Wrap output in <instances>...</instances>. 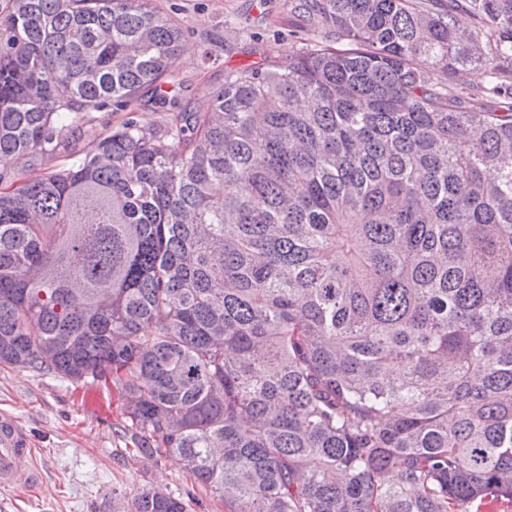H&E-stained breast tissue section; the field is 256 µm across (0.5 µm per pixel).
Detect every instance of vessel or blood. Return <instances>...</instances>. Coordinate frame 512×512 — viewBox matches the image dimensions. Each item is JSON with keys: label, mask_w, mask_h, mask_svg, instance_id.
I'll list each match as a JSON object with an SVG mask.
<instances>
[{"label": "vessel or blood", "mask_w": 512, "mask_h": 512, "mask_svg": "<svg viewBox=\"0 0 512 512\" xmlns=\"http://www.w3.org/2000/svg\"><path fill=\"white\" fill-rule=\"evenodd\" d=\"M32 444L9 413L0 414V487L4 489L38 491L42 485L39 468L21 469L22 458L32 456Z\"/></svg>", "instance_id": "1"}]
</instances>
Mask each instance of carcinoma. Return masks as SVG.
I'll return each mask as SVG.
<instances>
[{
    "mask_svg": "<svg viewBox=\"0 0 512 512\" xmlns=\"http://www.w3.org/2000/svg\"><path fill=\"white\" fill-rule=\"evenodd\" d=\"M435 2L301 0L336 43L198 109L155 0H0V165L127 112L0 172V368L117 390L224 512L512 503V0ZM94 117L92 130L95 133H103L117 127L124 119V112L115 110L112 106L99 112H92ZM89 138L90 137L84 136L81 139H72L64 149L60 148V151L56 154L39 158L38 161L35 162L37 164V166H35V168H37L36 171L29 166L33 163L29 158V161L25 163L24 169L28 174H36L39 173L40 170H50L59 167L64 163H68L69 161H72L77 154L82 152L86 147Z\"/></svg>",
    "mask_w": 512,
    "mask_h": 512,
    "instance_id": "obj_1",
    "label": "carcinoma"
}]
</instances>
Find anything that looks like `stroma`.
Masks as SVG:
<instances>
[{
	"mask_svg": "<svg viewBox=\"0 0 512 512\" xmlns=\"http://www.w3.org/2000/svg\"><path fill=\"white\" fill-rule=\"evenodd\" d=\"M156 2L172 11L183 31L178 94L200 109L228 71L288 57L300 39L317 32L298 0ZM87 387L52 372L0 370V412L17 417L35 450L20 466H39L44 476L37 497L0 489V512H132L134 501L151 488L184 499L189 512H224L177 460L148 461L134 452L118 394L110 396L109 418L87 414L80 405Z\"/></svg>",
	"mask_w": 512,
	"mask_h": 512,
	"instance_id": "stroma-1",
	"label": "stroma"
}]
</instances>
